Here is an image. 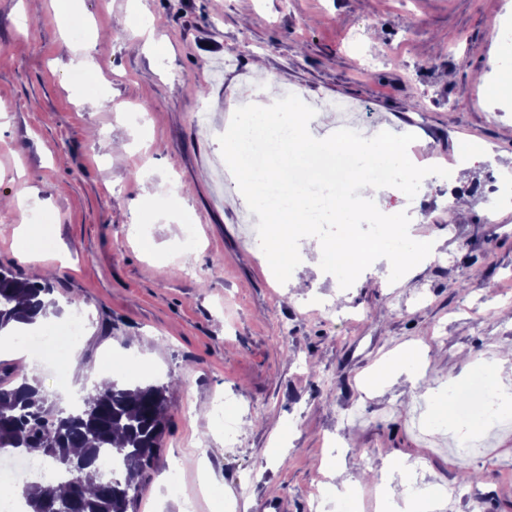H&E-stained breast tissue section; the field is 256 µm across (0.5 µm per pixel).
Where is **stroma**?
I'll return each mask as SVG.
<instances>
[{
  "label": "stroma",
  "mask_w": 512,
  "mask_h": 512,
  "mask_svg": "<svg viewBox=\"0 0 512 512\" xmlns=\"http://www.w3.org/2000/svg\"><path fill=\"white\" fill-rule=\"evenodd\" d=\"M84 47L94 67L79 87L70 52ZM255 76L273 94L358 105L361 135L415 134L412 163L450 168L414 198L376 200L408 212L410 236L434 245L427 258L394 283L373 263L346 290L304 263L299 287L271 277L218 142L225 98ZM511 79L512 0H0V197L37 190L61 309L48 328L78 307L90 317L65 381L11 345L0 361L29 366L56 400L85 389L97 362L128 360L119 382L168 386L133 512H336L325 462L358 476L385 454L422 467L441 512H512V422L467 454L435 425L447 377L483 374L512 394V361L483 369L512 352V202L486 192L512 173V99L489 94ZM120 138L127 151L110 152ZM159 182L176 207L146 194ZM464 188L469 207L449 222L445 201ZM26 217L0 220V265L23 278ZM407 352L428 366L415 386L390 373ZM217 397L238 405L236 440L213 425Z\"/></svg>",
  "instance_id": "1"
}]
</instances>
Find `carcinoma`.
<instances>
[{"mask_svg": "<svg viewBox=\"0 0 512 512\" xmlns=\"http://www.w3.org/2000/svg\"><path fill=\"white\" fill-rule=\"evenodd\" d=\"M53 286L0 267V331L58 313ZM169 407L168 387L114 381L89 397L77 412H64L37 379L16 382L13 367L0 362V447L24 448L49 458L66 474L61 494L25 483L28 512H52L66 501L70 512H128L156 459ZM118 456L120 476L102 474L104 457Z\"/></svg>", "mask_w": 512, "mask_h": 512, "instance_id": "1", "label": "carcinoma"}]
</instances>
